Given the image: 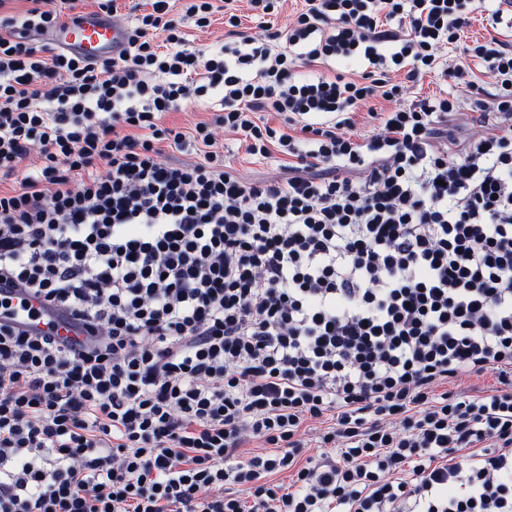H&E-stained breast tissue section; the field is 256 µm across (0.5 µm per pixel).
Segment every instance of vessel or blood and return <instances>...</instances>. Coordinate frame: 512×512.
Returning a JSON list of instances; mask_svg holds the SVG:
<instances>
[{
	"mask_svg": "<svg viewBox=\"0 0 512 512\" xmlns=\"http://www.w3.org/2000/svg\"><path fill=\"white\" fill-rule=\"evenodd\" d=\"M41 40L96 60L118 54L123 45V28L103 13L77 11L44 33Z\"/></svg>",
	"mask_w": 512,
	"mask_h": 512,
	"instance_id": "1",
	"label": "vessel or blood"
}]
</instances>
